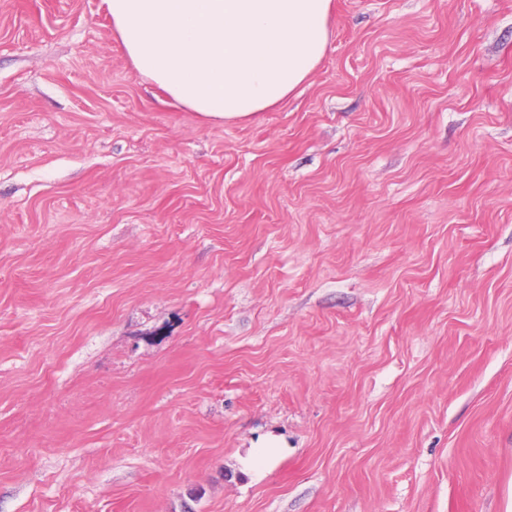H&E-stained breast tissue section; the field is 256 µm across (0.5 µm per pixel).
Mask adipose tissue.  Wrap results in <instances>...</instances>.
I'll list each match as a JSON object with an SVG mask.
<instances>
[{"label": "adipose tissue", "mask_w": 512, "mask_h": 512, "mask_svg": "<svg viewBox=\"0 0 512 512\" xmlns=\"http://www.w3.org/2000/svg\"><path fill=\"white\" fill-rule=\"evenodd\" d=\"M136 76L214 124L277 106L322 60L331 0H102Z\"/></svg>", "instance_id": "adipose-tissue-1"}]
</instances>
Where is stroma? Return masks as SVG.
<instances>
[{
  "label": "stroma",
  "mask_w": 512,
  "mask_h": 512,
  "mask_svg": "<svg viewBox=\"0 0 512 512\" xmlns=\"http://www.w3.org/2000/svg\"><path fill=\"white\" fill-rule=\"evenodd\" d=\"M330 29L218 125L0 0V512H506L512 0ZM257 448L259 449L254 454H251L244 460L245 466H267L280 452L281 448L284 447L280 446V440L278 438L271 436L266 438L261 446Z\"/></svg>",
  "instance_id": "35a3bbf8"
}]
</instances>
